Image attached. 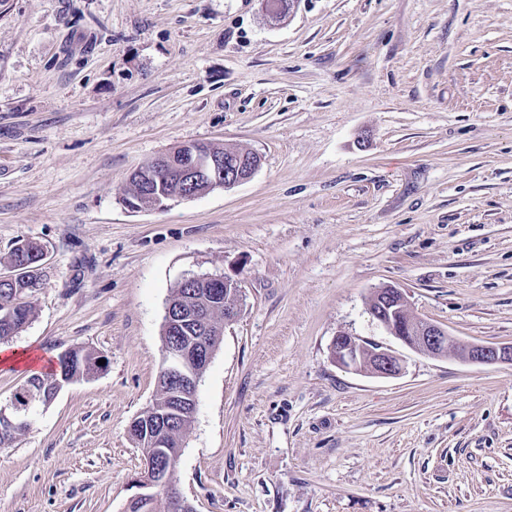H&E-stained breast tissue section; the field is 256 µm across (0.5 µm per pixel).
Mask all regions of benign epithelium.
Segmentation results:
<instances>
[{
  "label": "benign epithelium",
  "mask_w": 512,
  "mask_h": 512,
  "mask_svg": "<svg viewBox=\"0 0 512 512\" xmlns=\"http://www.w3.org/2000/svg\"><path fill=\"white\" fill-rule=\"evenodd\" d=\"M154 169L147 176L152 185L167 191L153 195L156 204L174 199H188L193 194L185 191L186 185H210L215 188H230L248 181L260 165L256 152L223 157L208 153L200 143H189L153 160ZM183 282L205 289L201 307L181 309L174 314L165 310L163 323L169 335L162 337L164 367L162 374L173 384L172 401L176 412L183 418L194 419L196 394L202 372L209 364L214 347L208 335L201 334L207 327V310L214 305H224V322L236 320L241 311V289L238 282L226 276L192 275ZM377 307H368L371 317L390 335L409 349L434 358L455 356L467 363L483 366L512 364V344L472 343L454 340L448 347V331L442 326L419 319L410 336H402L394 326V315L399 301L396 296L402 290L379 291ZM333 361L341 368L358 374L379 378L395 377L402 373L401 358L390 348L379 344L369 346L366 341L346 332L334 337L330 346ZM27 422V415L12 401L0 404V429L12 430ZM169 421L164 415L153 417V412L144 416L143 424L133 420L129 430L146 427L154 439L163 436ZM178 460L148 458L140 476L133 480L136 492L130 501L158 506L166 497L180 496L174 482Z\"/></svg>",
  "instance_id": "1"
}]
</instances>
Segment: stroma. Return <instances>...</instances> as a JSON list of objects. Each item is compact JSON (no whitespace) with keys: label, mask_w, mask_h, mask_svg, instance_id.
<instances>
[{"label":"stroma","mask_w":512,"mask_h":512,"mask_svg":"<svg viewBox=\"0 0 512 512\" xmlns=\"http://www.w3.org/2000/svg\"><path fill=\"white\" fill-rule=\"evenodd\" d=\"M192 142L247 182L161 208L130 173ZM43 247L10 340L101 356L0 447V512H126L186 277L240 282L177 469L196 512H512V364L416 353L374 288L512 343V0H0V276ZM395 377L336 365L339 332ZM330 352L339 367L354 373L389 378L403 371L401 358L391 348L368 346L366 341L346 332L336 334Z\"/></svg>","instance_id":"1"}]
</instances>
